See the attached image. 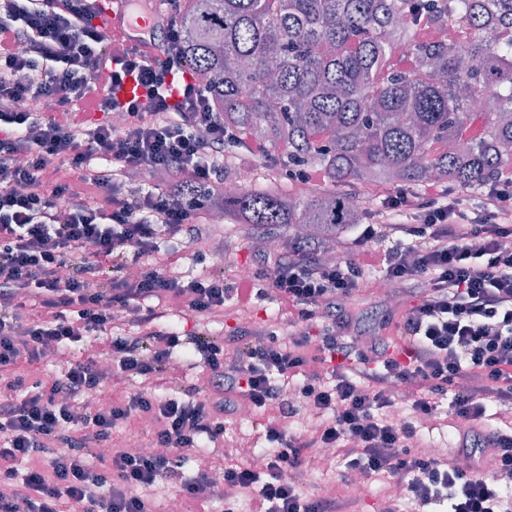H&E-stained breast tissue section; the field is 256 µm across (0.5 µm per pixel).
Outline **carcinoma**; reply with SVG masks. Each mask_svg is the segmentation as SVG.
Segmentation results:
<instances>
[{"instance_id": "cac0c4a2", "label": "carcinoma", "mask_w": 512, "mask_h": 512, "mask_svg": "<svg viewBox=\"0 0 512 512\" xmlns=\"http://www.w3.org/2000/svg\"><path fill=\"white\" fill-rule=\"evenodd\" d=\"M180 25L224 126L281 150L253 187L217 195L230 224L330 246L364 220L345 187L476 196L512 164V0H184ZM422 25L466 36L424 41ZM484 96L495 110L473 111ZM298 167L324 184L294 196L276 171Z\"/></svg>"}]
</instances>
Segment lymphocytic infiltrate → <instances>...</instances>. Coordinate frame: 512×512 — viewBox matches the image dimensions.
Listing matches in <instances>:
<instances>
[{"mask_svg":"<svg viewBox=\"0 0 512 512\" xmlns=\"http://www.w3.org/2000/svg\"><path fill=\"white\" fill-rule=\"evenodd\" d=\"M166 3L149 57L100 27L96 0H0V512H151L141 491L160 483L196 512L212 482L204 471L184 478L183 461L223 441L224 418L242 402L278 406L263 426L275 448L262 468H225V512L245 490L255 512H358L356 499L302 492L321 448L365 479L448 500L449 512H512L502 496L512 430L488 423L491 403L512 402V166L471 205L434 181L379 191L335 260L297 241L233 282L220 269L183 279L158 261L162 244L208 237L213 252L232 256L233 237L211 223L224 160L266 161L271 151L214 112L178 49L183 0ZM128 76L143 98L117 97ZM24 99L41 100L42 111L18 108ZM372 270L420 297L397 323L402 355L382 357L380 336L358 347L349 304ZM244 286L271 290L290 337L265 322L245 327L232 350L213 336L208 317ZM174 306L195 318L190 337L168 324ZM123 321L137 334H116ZM50 351L67 358L60 375L21 373ZM178 353L201 358L203 396L161 394ZM109 377L146 386L105 409L91 393ZM401 382L413 398L404 421L391 414ZM447 391L465 423L455 448L464 468L425 453L415 424L436 419ZM300 403L316 419L294 432L287 420ZM136 418L152 423L162 453L113 448L116 425ZM43 454L47 467L27 466Z\"/></svg>","mask_w":512,"mask_h":512,"instance_id":"1","label":"lymphocytic infiltrate"}]
</instances>
